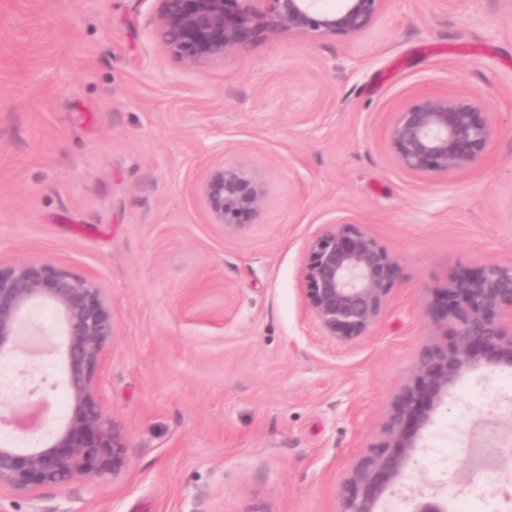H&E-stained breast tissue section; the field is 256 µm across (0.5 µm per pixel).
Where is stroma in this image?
Segmentation results:
<instances>
[{"instance_id":"obj_1","label":"stroma","mask_w":512,"mask_h":512,"mask_svg":"<svg viewBox=\"0 0 512 512\" xmlns=\"http://www.w3.org/2000/svg\"><path fill=\"white\" fill-rule=\"evenodd\" d=\"M156 0H0V256L93 274L116 336L103 402L128 465L103 482L0 496V512H340V484L432 331L449 268L512 258V0H389L362 36H263L199 69L163 49ZM481 103L486 160L451 178L400 169L393 112L419 94ZM267 198L235 232L196 194L216 158ZM343 217L400 266L361 340L321 336L302 293L306 245ZM42 430L66 416L62 359ZM512 431V369L461 376L381 503L441 488L470 426ZM451 512H512V483Z\"/></svg>"}]
</instances>
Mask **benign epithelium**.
<instances>
[{
	"label": "benign epithelium",
	"mask_w": 512,
	"mask_h": 512,
	"mask_svg": "<svg viewBox=\"0 0 512 512\" xmlns=\"http://www.w3.org/2000/svg\"><path fill=\"white\" fill-rule=\"evenodd\" d=\"M156 27L168 54L189 69L240 52L262 35L338 36L367 32L389 0H157ZM482 105L468 99L421 94L394 113L388 140L398 165L422 177H450L479 166L493 131ZM210 223L236 231L265 205L257 175L219 159L197 188ZM398 263L364 225L345 219L325 224L307 243L302 280L307 307L321 335L351 344L373 330L391 301ZM57 313L52 331L37 326L35 310ZM425 315L434 325L407 378L393 393L375 439L350 467L340 486V512H380L384 494L403 478L433 411L467 371L512 369V259L458 264L437 288ZM59 337L68 413L35 448L22 447L25 432L0 440V491L32 498L38 487L114 477L126 466V444L105 413L100 372L115 336L112 303L92 276L33 257L0 260V361L14 360L31 341ZM470 438L497 452V465L512 458L498 422L482 419ZM454 474L478 485L477 459L467 455ZM410 512H448L442 494L421 493Z\"/></svg>",
	"instance_id": "obj_1"
}]
</instances>
